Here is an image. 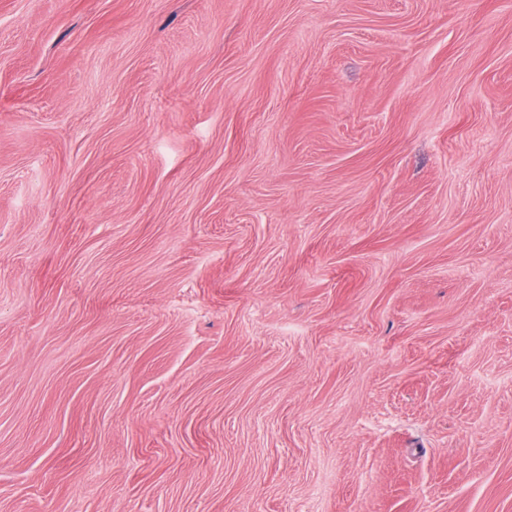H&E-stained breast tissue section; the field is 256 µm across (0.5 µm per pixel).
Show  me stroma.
Segmentation results:
<instances>
[{
    "label": "stroma",
    "instance_id": "stroma-1",
    "mask_svg": "<svg viewBox=\"0 0 512 512\" xmlns=\"http://www.w3.org/2000/svg\"><path fill=\"white\" fill-rule=\"evenodd\" d=\"M0 512H512V0H0Z\"/></svg>",
    "mask_w": 512,
    "mask_h": 512
}]
</instances>
